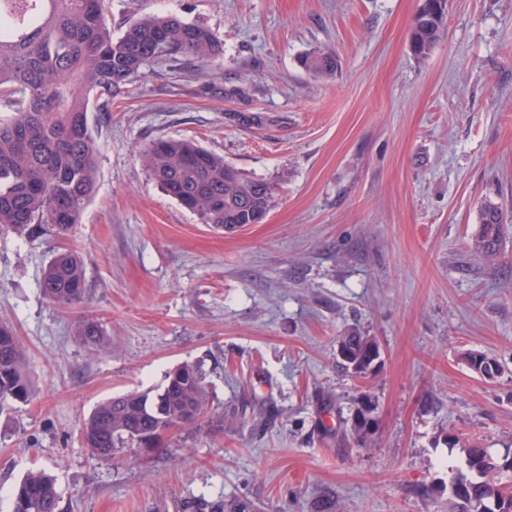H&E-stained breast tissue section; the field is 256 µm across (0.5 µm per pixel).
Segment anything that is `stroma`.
<instances>
[{"label":"stroma","mask_w":512,"mask_h":512,"mask_svg":"<svg viewBox=\"0 0 512 512\" xmlns=\"http://www.w3.org/2000/svg\"><path fill=\"white\" fill-rule=\"evenodd\" d=\"M419 0H111L203 24L224 54L146 66L94 121L93 199L64 237L0 232V322L32 387L0 416V512L28 471L61 512H183L238 498L256 512H448L465 466L445 438L512 451V0H448L445 34L410 47ZM335 51L322 77L304 59ZM200 143L276 188L261 223L227 233L167 196L139 151ZM504 220L475 248L484 201ZM84 258L76 306L46 299L57 252ZM105 344L90 350L82 320ZM376 337L363 379L336 366L351 329ZM496 359L488 380L464 362ZM196 366L206 415L157 448L94 459L81 426L103 400ZM376 403L373 447L348 420ZM435 488L432 496L422 495ZM503 219V211L498 204L491 201L482 204L480 212L481 231L477 248L488 260L494 259L497 255L500 224L503 223ZM363 409L369 413H374L376 405L370 396L363 395L358 400L349 421L352 433L361 440V443L364 446H366L371 442L372 432H370V427L366 424V422L358 418V411Z\"/></svg>","instance_id":"stroma-1"}]
</instances>
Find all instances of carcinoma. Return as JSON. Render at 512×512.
Returning <instances> with one entry per match:
<instances>
[{
    "label": "carcinoma",
    "instance_id": "carcinoma-1",
    "mask_svg": "<svg viewBox=\"0 0 512 512\" xmlns=\"http://www.w3.org/2000/svg\"><path fill=\"white\" fill-rule=\"evenodd\" d=\"M448 0L421 7L411 31V48L427 56L444 34ZM224 54V43L208 27L176 15L141 11L118 37L112 34L110 0H0V229L21 237L38 232L63 236L80 223L95 191L100 145L90 113L97 100L130 85L149 63L180 57L212 58ZM304 65L321 75L337 70L336 56L316 53ZM141 159L161 189L203 224L232 231L260 223L269 210L274 189L248 178L224 157L202 145L178 138L149 143ZM501 207L482 204L477 248L492 260L498 252ZM41 288L51 301L69 306L85 297L83 260L72 250L56 254L45 266ZM79 336L92 349L104 344L102 326L82 321ZM358 377L370 375L371 355L378 341L358 332L344 336ZM24 355L12 328L0 324V410L29 398ZM209 398L201 372L190 365L169 371L156 390L129 391L100 403L84 421L83 441L92 454L108 461L126 448H156L162 434L198 421ZM376 409L362 396L350 418V429L363 445L372 432L358 412ZM447 445L465 453L466 471L457 474L448 495V512H487L500 502L512 512V485L496 480L501 461L455 434ZM53 478L29 471L13 494L11 512H58ZM212 512H252L239 499L199 502Z\"/></svg>",
    "mask_w": 512,
    "mask_h": 512
}]
</instances>
